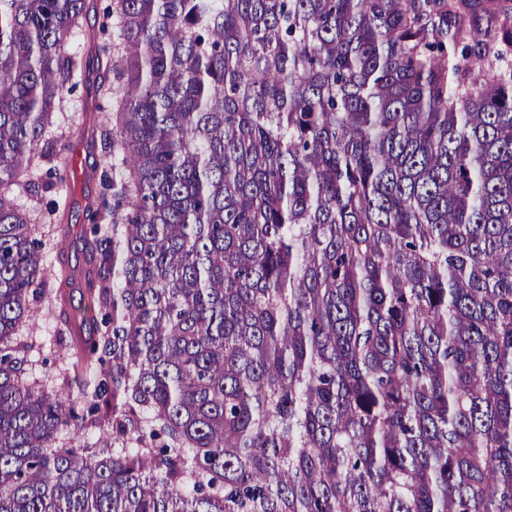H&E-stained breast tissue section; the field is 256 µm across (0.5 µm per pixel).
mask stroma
<instances>
[{"label":"stroma","instance_id":"stroma-1","mask_svg":"<svg viewBox=\"0 0 512 512\" xmlns=\"http://www.w3.org/2000/svg\"><path fill=\"white\" fill-rule=\"evenodd\" d=\"M108 0H89L82 27L72 37L68 51L78 67L74 89L57 101L46 134L60 155L55 168L38 163L13 185L11 196L39 229L44 266L48 272L37 303L38 313L14 338L24 347L25 378L50 392L78 398L73 381L77 339L65 324L66 316L78 313L87 303V281L82 271L85 255L87 211L99 203L100 188L90 170L106 161L100 141L91 132L105 119L101 105L109 101L103 84H114L110 58L94 40L99 13ZM52 190H43L45 181Z\"/></svg>","mask_w":512,"mask_h":512}]
</instances>
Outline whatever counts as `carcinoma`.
I'll use <instances>...</instances> for the list:
<instances>
[{
  "instance_id": "obj_1",
  "label": "carcinoma",
  "mask_w": 512,
  "mask_h": 512,
  "mask_svg": "<svg viewBox=\"0 0 512 512\" xmlns=\"http://www.w3.org/2000/svg\"><path fill=\"white\" fill-rule=\"evenodd\" d=\"M86 7L0 0V512H512V0H114L79 414L7 192Z\"/></svg>"
}]
</instances>
